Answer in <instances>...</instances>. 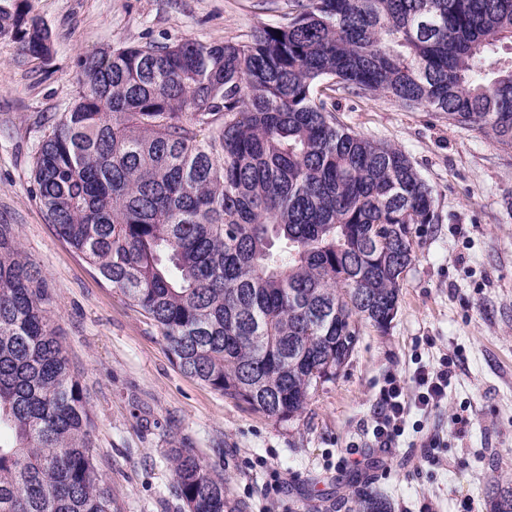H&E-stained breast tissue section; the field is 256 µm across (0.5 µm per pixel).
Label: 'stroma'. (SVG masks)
<instances>
[{"label": "stroma", "mask_w": 512, "mask_h": 512, "mask_svg": "<svg viewBox=\"0 0 512 512\" xmlns=\"http://www.w3.org/2000/svg\"><path fill=\"white\" fill-rule=\"evenodd\" d=\"M292 0H32L52 34L39 61L0 38V224L49 282L48 311L91 416V445L119 512H184L170 492L168 446L224 476L246 512H349L358 491L392 512H461L512 483V150L423 107L382 95L333 94L340 123L402 149L434 189L426 226L387 334L365 328L345 371L305 411L277 421L185 375L155 323L112 288L49 224L33 159L71 103L79 60L128 44L192 37L247 41ZM459 354L448 402L395 447L372 444L389 375ZM469 417L465 432L452 414ZM439 444L424 447L425 435ZM280 494H273V484Z\"/></svg>", "instance_id": "1"}]
</instances>
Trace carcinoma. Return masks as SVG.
Wrapping results in <instances>:
<instances>
[{
    "mask_svg": "<svg viewBox=\"0 0 512 512\" xmlns=\"http://www.w3.org/2000/svg\"><path fill=\"white\" fill-rule=\"evenodd\" d=\"M2 37L50 55L31 0H0ZM508 42L512 0H296L245 43L86 57L34 157L39 199L181 371L290 421L364 327L387 332L418 239L439 223L409 156L340 124L329 93L383 94L511 149L512 63H490ZM47 288L0 224V512H116ZM169 461L187 512H242L190 449ZM488 498L512 512L511 483ZM352 512L391 506L365 489Z\"/></svg>",
    "mask_w": 512,
    "mask_h": 512,
    "instance_id": "carcinoma-1",
    "label": "carcinoma"
}]
</instances>
